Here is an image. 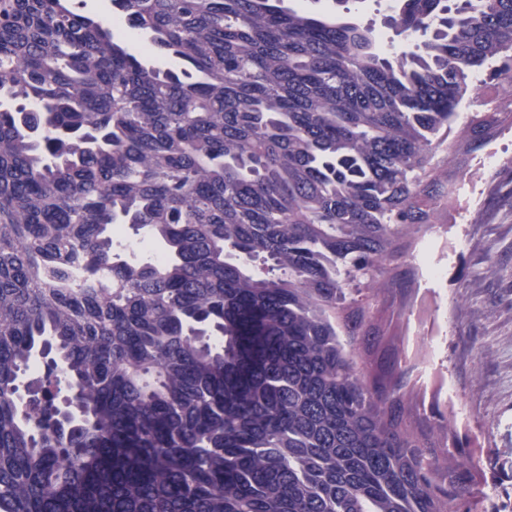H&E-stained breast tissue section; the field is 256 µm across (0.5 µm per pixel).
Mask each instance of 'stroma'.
I'll list each match as a JSON object with an SVG mask.
<instances>
[{
	"mask_svg": "<svg viewBox=\"0 0 512 512\" xmlns=\"http://www.w3.org/2000/svg\"><path fill=\"white\" fill-rule=\"evenodd\" d=\"M491 144L498 158L479 172L471 158L437 149L440 170H463L486 199L462 224L438 213L424 237V257L443 271L418 279L416 316L389 322L408 365L427 372L417 382V402L450 412L475 442L490 508L512 512V136Z\"/></svg>",
	"mask_w": 512,
	"mask_h": 512,
	"instance_id": "35a3bbf8",
	"label": "stroma"
}]
</instances>
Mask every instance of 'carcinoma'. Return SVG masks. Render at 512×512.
Instances as JSON below:
<instances>
[{"label":"carcinoma","mask_w":512,"mask_h":512,"mask_svg":"<svg viewBox=\"0 0 512 512\" xmlns=\"http://www.w3.org/2000/svg\"><path fill=\"white\" fill-rule=\"evenodd\" d=\"M112 15L180 66L75 0H0V512H488L372 301L415 292L393 270L452 199L433 158L473 79L512 80V0H398L422 41L393 57L284 0Z\"/></svg>","instance_id":"1"}]
</instances>
